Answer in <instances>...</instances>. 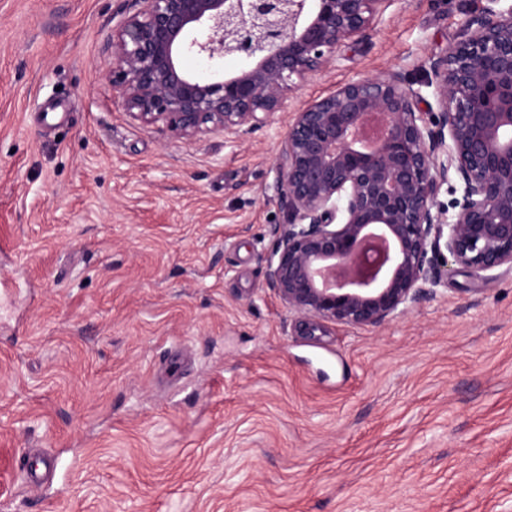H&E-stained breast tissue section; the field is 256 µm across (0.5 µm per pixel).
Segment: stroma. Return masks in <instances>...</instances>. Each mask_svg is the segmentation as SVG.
<instances>
[{
  "label": "stroma",
  "instance_id": "1",
  "mask_svg": "<svg viewBox=\"0 0 512 512\" xmlns=\"http://www.w3.org/2000/svg\"><path fill=\"white\" fill-rule=\"evenodd\" d=\"M481 6L391 0L231 142L123 110L100 70L134 0H0V512H512V271L310 336L262 262L289 113L423 81Z\"/></svg>",
  "mask_w": 512,
  "mask_h": 512
}]
</instances>
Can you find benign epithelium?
<instances>
[{
	"mask_svg": "<svg viewBox=\"0 0 512 512\" xmlns=\"http://www.w3.org/2000/svg\"><path fill=\"white\" fill-rule=\"evenodd\" d=\"M389 0H136L105 76L129 116L192 141L267 124ZM428 60L437 111L398 72L352 79L292 113L276 158L265 280L293 316L377 327L448 276L512 269V4L486 0ZM204 56L215 77L182 64ZM240 68L224 74V59ZM452 195L445 203L442 194Z\"/></svg>",
	"mask_w": 512,
	"mask_h": 512,
	"instance_id": "7a95c632",
	"label": "benign epithelium"
}]
</instances>
